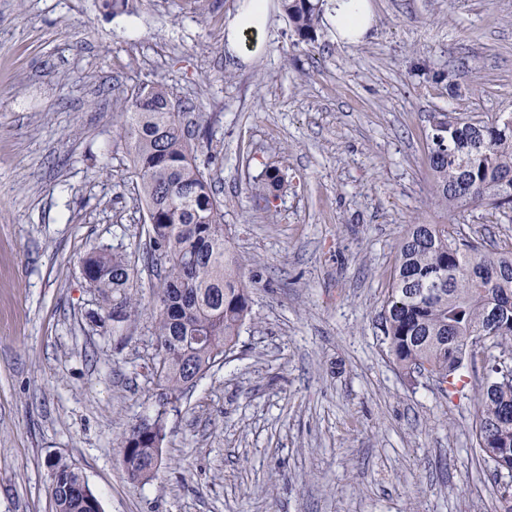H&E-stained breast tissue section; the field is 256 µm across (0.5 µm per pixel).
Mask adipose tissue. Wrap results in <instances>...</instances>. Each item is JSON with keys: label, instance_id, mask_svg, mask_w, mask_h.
Segmentation results:
<instances>
[{"label": "adipose tissue", "instance_id": "obj_1", "mask_svg": "<svg viewBox=\"0 0 512 512\" xmlns=\"http://www.w3.org/2000/svg\"><path fill=\"white\" fill-rule=\"evenodd\" d=\"M323 16L339 41L355 44L373 26L370 0H324ZM269 15V0H240L226 25V54L230 61L249 60L262 46Z\"/></svg>", "mask_w": 512, "mask_h": 512}]
</instances>
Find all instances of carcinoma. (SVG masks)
Segmentation results:
<instances>
[{
  "mask_svg": "<svg viewBox=\"0 0 512 512\" xmlns=\"http://www.w3.org/2000/svg\"><path fill=\"white\" fill-rule=\"evenodd\" d=\"M136 0H101L107 15L129 14ZM293 32L302 41L316 33L320 0H283ZM118 139L130 158L148 225V265L162 271L153 284V336L158 347L156 385L167 402L232 352L250 314V289L224 236L221 203L212 178L198 164L207 139L199 124L184 122L160 82L138 87L116 113ZM427 166L436 200L447 210L488 207L512 222V116L473 121L450 113L434 116ZM270 205L284 183L266 173ZM89 285L112 297L109 316L124 321L140 304L128 292L132 269L126 253L99 250L81 260ZM383 334L396 363L409 373L426 370L438 384L465 383L476 364L478 336L491 337L500 355L512 357V247L485 252L446 224H410L395 258L383 313ZM478 403L475 438L497 475L512 473V383H498L493 362ZM164 412L134 426L120 440L122 465L136 482L161 469ZM54 512H89L99 500L83 473L55 459L48 463Z\"/></svg>",
  "mask_w": 512,
  "mask_h": 512,
  "instance_id": "obj_1",
  "label": "carcinoma"
}]
</instances>
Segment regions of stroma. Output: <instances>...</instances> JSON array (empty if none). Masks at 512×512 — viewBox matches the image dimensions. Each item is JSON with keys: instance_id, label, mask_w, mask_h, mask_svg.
Masks as SVG:
<instances>
[{"instance_id": "35a3bbf8", "label": "stroma", "mask_w": 512, "mask_h": 512, "mask_svg": "<svg viewBox=\"0 0 512 512\" xmlns=\"http://www.w3.org/2000/svg\"><path fill=\"white\" fill-rule=\"evenodd\" d=\"M270 4L262 53L232 63L238 0L115 17L99 0H0V512H52L57 457L103 512H496L474 436L483 372L458 392L407 377L380 317L409 224L512 239L485 208L441 206L426 164L432 113H512V0H371L354 45L324 22L298 40ZM150 81L209 130L198 159L254 283L233 353L167 406L148 275L118 323L80 263L112 247L146 263L112 113ZM270 167L287 189L266 207ZM160 411L165 467L130 481L120 439Z\"/></svg>"}]
</instances>
